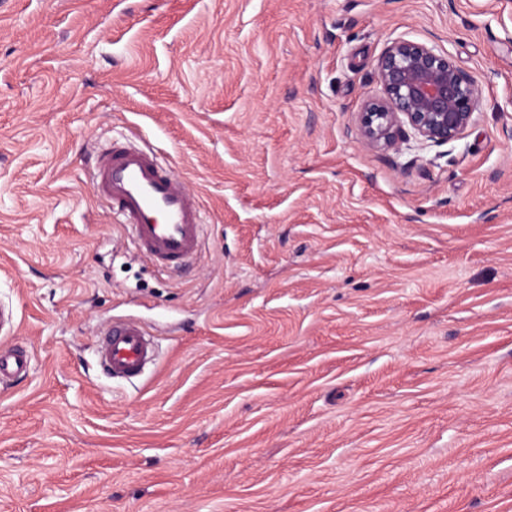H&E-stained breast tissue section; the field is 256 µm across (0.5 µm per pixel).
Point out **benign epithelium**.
<instances>
[{
  "mask_svg": "<svg viewBox=\"0 0 512 512\" xmlns=\"http://www.w3.org/2000/svg\"><path fill=\"white\" fill-rule=\"evenodd\" d=\"M381 95L358 117L361 141L398 153L410 137L442 145L458 139L480 104L477 84L447 52L426 42L398 38L379 57Z\"/></svg>",
  "mask_w": 512,
  "mask_h": 512,
  "instance_id": "1",
  "label": "benign epithelium"
}]
</instances>
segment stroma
<instances>
[{
    "mask_svg": "<svg viewBox=\"0 0 512 512\" xmlns=\"http://www.w3.org/2000/svg\"><path fill=\"white\" fill-rule=\"evenodd\" d=\"M396 38L476 80L459 139L361 142ZM133 133L201 204L181 270L89 188ZM0 304V512H512V0H0ZM98 361L112 379L140 376L155 359L156 348L147 329L134 320L113 321L96 341ZM30 365V354L24 348L0 349V384H7L12 378L26 375Z\"/></svg>",
    "mask_w": 512,
    "mask_h": 512,
    "instance_id": "1",
    "label": "stroma"
}]
</instances>
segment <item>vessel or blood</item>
<instances>
[{
    "instance_id": "1",
    "label": "vessel or blood",
    "mask_w": 512,
    "mask_h": 512,
    "mask_svg": "<svg viewBox=\"0 0 512 512\" xmlns=\"http://www.w3.org/2000/svg\"><path fill=\"white\" fill-rule=\"evenodd\" d=\"M94 195L121 217L136 249L154 265L177 269L200 256L203 221L195 195L185 182L158 160L153 148L113 142L91 174ZM103 370L115 379L140 376L155 359L147 329L134 320L113 322L95 347ZM31 357L14 347L0 350V384L26 375Z\"/></svg>"
}]
</instances>
